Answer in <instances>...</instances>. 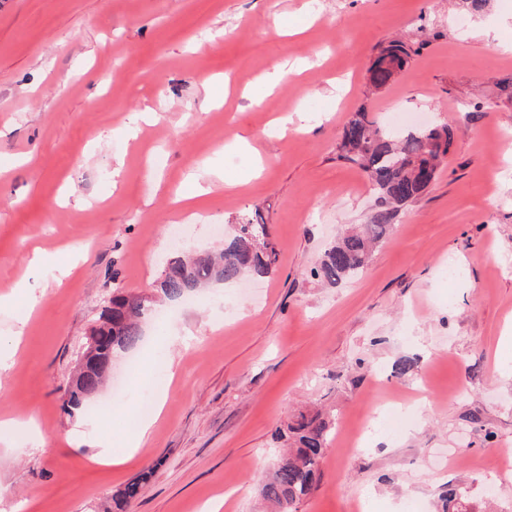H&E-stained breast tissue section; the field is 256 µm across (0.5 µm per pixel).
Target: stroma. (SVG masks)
I'll return each instance as SVG.
<instances>
[{
	"mask_svg": "<svg viewBox=\"0 0 512 512\" xmlns=\"http://www.w3.org/2000/svg\"><path fill=\"white\" fill-rule=\"evenodd\" d=\"M396 40L412 59L373 91L369 69ZM210 84L229 95L208 97ZM359 110L388 127L398 112L445 123L454 139L362 275L331 286L310 268L378 206L361 169L336 159ZM254 213L276 272L156 303L158 321L113 362L122 393L69 415L103 300L155 294L175 247L220 250ZM66 246L78 267L64 278ZM22 279L30 294L14 293ZM9 293L0 342L25 331L0 374V421L37 429L0 436V512H100L138 478L130 512H204L219 495L222 512H264L276 429L316 410L336 428L297 512H442L451 488L476 512H512V0L478 16L456 0H0ZM162 390L135 461L96 463L101 446L122 452L141 393Z\"/></svg>",
	"mask_w": 512,
	"mask_h": 512,
	"instance_id": "obj_1",
	"label": "stroma"
}]
</instances>
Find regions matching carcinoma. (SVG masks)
I'll list each match as a JSON object with an SVG mask.
<instances>
[{
	"label": "carcinoma",
	"instance_id": "obj_1",
	"mask_svg": "<svg viewBox=\"0 0 512 512\" xmlns=\"http://www.w3.org/2000/svg\"><path fill=\"white\" fill-rule=\"evenodd\" d=\"M412 57V50L400 41L383 47L370 72L376 88L385 87L402 71ZM453 132L446 125L412 128L403 134L381 126L366 112L355 113L343 129L338 144L339 158L357 165L367 173L379 195V207L368 223L346 231L323 254L311 274L329 285H339L359 276L372 248L380 243L391 227L398 208L419 198L430 182L420 181L421 170L436 171L451 147ZM278 261L271 240L270 225L259 214L245 217L236 224L233 237L224 240L219 253L196 251L185 258L167 261L158 280V291L170 300H178L189 291L212 282L232 284L245 276L263 278L273 274ZM146 306L141 298L117 293L104 301L91 333L95 345L83 346L97 362L135 347L142 337L141 320ZM107 372L100 368L78 372L71 387L67 410L88 409L91 396L105 386ZM335 422L320 415H299L279 438L292 441L293 448L282 455L261 490V497L277 512H295V506L307 497L316 483L329 436ZM142 482L134 480L112 494L108 512H121L139 495ZM444 512H472L464 495L448 490Z\"/></svg>",
	"mask_w": 512,
	"mask_h": 512
}]
</instances>
